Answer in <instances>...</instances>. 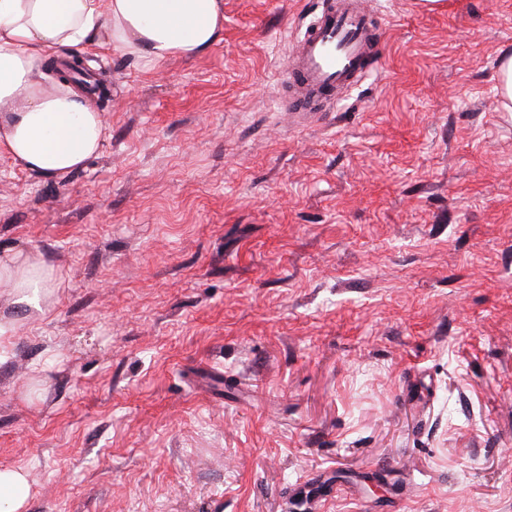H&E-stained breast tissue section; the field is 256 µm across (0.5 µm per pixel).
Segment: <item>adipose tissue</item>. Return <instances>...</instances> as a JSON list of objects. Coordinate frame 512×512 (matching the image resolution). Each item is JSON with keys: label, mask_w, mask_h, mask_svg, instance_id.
Listing matches in <instances>:
<instances>
[{"label": "adipose tissue", "mask_w": 512, "mask_h": 512, "mask_svg": "<svg viewBox=\"0 0 512 512\" xmlns=\"http://www.w3.org/2000/svg\"><path fill=\"white\" fill-rule=\"evenodd\" d=\"M223 26V0H0V154L61 177L101 150V113L50 69L60 49L97 44L158 62L206 51ZM52 281L38 256L0 260V282L31 312L45 313ZM30 496L25 468L0 467V512H24Z\"/></svg>", "instance_id": "adipose-tissue-1"}]
</instances>
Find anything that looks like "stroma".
Here are the masks:
<instances>
[{
    "instance_id": "1",
    "label": "stroma",
    "mask_w": 512,
    "mask_h": 512,
    "mask_svg": "<svg viewBox=\"0 0 512 512\" xmlns=\"http://www.w3.org/2000/svg\"><path fill=\"white\" fill-rule=\"evenodd\" d=\"M223 2L204 52L75 54L83 168L0 156V257L57 276L36 321L0 283L25 512H512V0H375L378 73L304 125L315 0ZM496 82L500 110L512 112V53L510 51H505L500 57Z\"/></svg>"
}]
</instances>
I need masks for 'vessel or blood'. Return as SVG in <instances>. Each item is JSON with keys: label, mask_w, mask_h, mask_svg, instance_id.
Listing matches in <instances>:
<instances>
[{"label": "vessel or blood", "mask_w": 512, "mask_h": 512, "mask_svg": "<svg viewBox=\"0 0 512 512\" xmlns=\"http://www.w3.org/2000/svg\"><path fill=\"white\" fill-rule=\"evenodd\" d=\"M382 37L370 0H318L286 59L288 112L306 116L335 105L375 70Z\"/></svg>", "instance_id": "1"}]
</instances>
